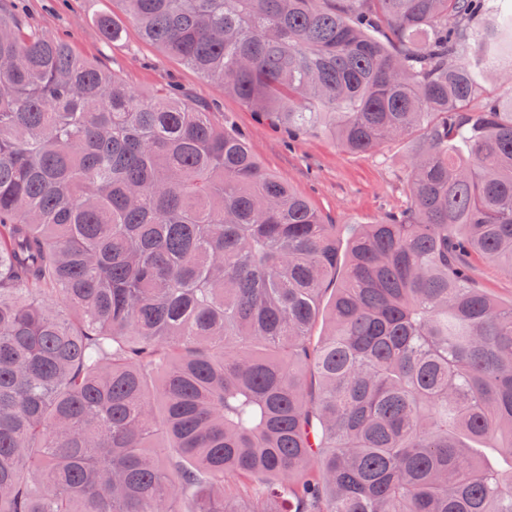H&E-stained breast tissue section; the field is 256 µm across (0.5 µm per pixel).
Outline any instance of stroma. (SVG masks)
<instances>
[{
    "label": "stroma",
    "instance_id": "1",
    "mask_svg": "<svg viewBox=\"0 0 512 512\" xmlns=\"http://www.w3.org/2000/svg\"><path fill=\"white\" fill-rule=\"evenodd\" d=\"M29 26L68 43L82 58L104 65L135 93L168 89L213 119L240 132L268 173L308 198L330 224H373L410 203L407 173L414 137L382 143L367 154L345 150L323 130L301 134L285 145L278 129L215 82L144 42L120 0H21ZM121 24V40H104L99 17Z\"/></svg>",
    "mask_w": 512,
    "mask_h": 512
}]
</instances>
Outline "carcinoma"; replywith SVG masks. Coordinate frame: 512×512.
<instances>
[{
  "label": "carcinoma",
  "mask_w": 512,
  "mask_h": 512,
  "mask_svg": "<svg viewBox=\"0 0 512 512\" xmlns=\"http://www.w3.org/2000/svg\"><path fill=\"white\" fill-rule=\"evenodd\" d=\"M121 2L273 124L424 129L410 205L327 224L210 113L0 10V512H512V301L471 265L512 275V10ZM472 262L483 288L499 300L512 299V276L504 274L497 266L480 257L474 256Z\"/></svg>",
  "instance_id": "obj_1"
}]
</instances>
